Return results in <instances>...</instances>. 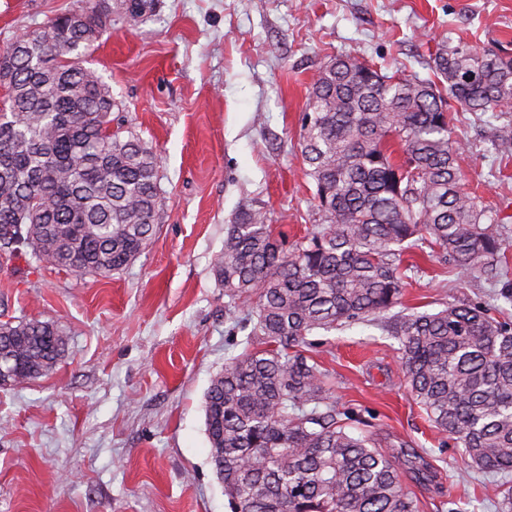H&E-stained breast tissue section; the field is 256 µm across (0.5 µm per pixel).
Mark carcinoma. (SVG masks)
<instances>
[{
  "label": "carcinoma",
  "mask_w": 512,
  "mask_h": 512,
  "mask_svg": "<svg viewBox=\"0 0 512 512\" xmlns=\"http://www.w3.org/2000/svg\"><path fill=\"white\" fill-rule=\"evenodd\" d=\"M0 52V253L107 278L142 253L162 207L156 154L112 127L118 107L83 58L106 28L79 0ZM154 0H128L130 18ZM436 79L387 74L355 55L310 84L301 152L322 225L288 244L260 211L227 225L214 271L243 313L241 353L205 396L209 455L231 512H416L391 457L336 409L330 375L300 347L338 326L380 322L398 342L412 399L471 467L512 475V326L476 305L404 313L405 252L426 245L462 276L508 274L499 213L465 189L463 139L444 106L500 123L512 142V57L450 35ZM67 350L40 320L0 321V385L51 372Z\"/></svg>",
  "instance_id": "carcinoma-1"
}]
</instances>
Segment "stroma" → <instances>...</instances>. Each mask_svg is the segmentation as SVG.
I'll use <instances>...</instances> for the list:
<instances>
[{"instance_id": "1", "label": "stroma", "mask_w": 512, "mask_h": 512, "mask_svg": "<svg viewBox=\"0 0 512 512\" xmlns=\"http://www.w3.org/2000/svg\"><path fill=\"white\" fill-rule=\"evenodd\" d=\"M122 2L106 0L87 66L119 102L116 119L157 154L164 204L150 245L111 277L0 260V321H48L67 339L51 373L0 385V512H228L204 405L244 335L213 259L246 209L292 241L320 224L300 151L318 66L355 51L426 78L444 36L512 49V0H159L144 20ZM77 7L0 0V49ZM454 117L467 189L512 215V155L485 152L496 126ZM404 260L403 308L479 303L512 321L499 286L417 249ZM397 347L381 327L354 325L314 333L302 351L332 374L337 408L361 415L359 432L390 453L419 512H498L493 476L410 397Z\"/></svg>"}]
</instances>
